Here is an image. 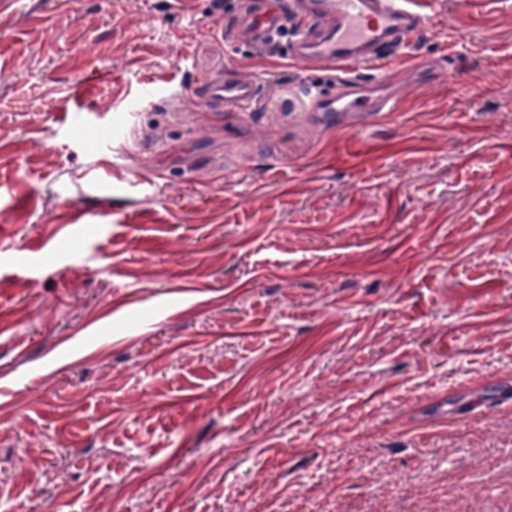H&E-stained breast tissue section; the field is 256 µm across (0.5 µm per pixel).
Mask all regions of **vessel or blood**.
I'll return each instance as SVG.
<instances>
[{"mask_svg":"<svg viewBox=\"0 0 512 512\" xmlns=\"http://www.w3.org/2000/svg\"><path fill=\"white\" fill-rule=\"evenodd\" d=\"M428 0H304L302 8L287 13L282 0H250L237 23L252 41H266L292 16L295 34L290 42L293 61L325 67L336 76V90L315 96L311 111H396L397 104L382 82L355 79V70L389 52L403 49L402 37L420 32L426 21ZM257 87L229 77L208 81L203 98L218 112H248Z\"/></svg>","mask_w":512,"mask_h":512,"instance_id":"vessel-or-blood-1","label":"vessel or blood"}]
</instances>
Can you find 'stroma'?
<instances>
[{"instance_id": "1", "label": "stroma", "mask_w": 512, "mask_h": 512, "mask_svg": "<svg viewBox=\"0 0 512 512\" xmlns=\"http://www.w3.org/2000/svg\"><path fill=\"white\" fill-rule=\"evenodd\" d=\"M240 7L0 0V512H427L512 461V0H434L378 120ZM257 96L255 84L218 77L204 84L203 99L216 112H249Z\"/></svg>"}]
</instances>
